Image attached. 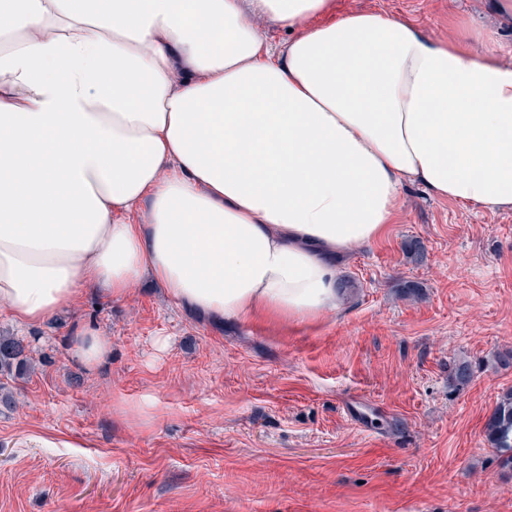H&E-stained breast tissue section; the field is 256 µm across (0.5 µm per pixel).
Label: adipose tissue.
Instances as JSON below:
<instances>
[{"mask_svg": "<svg viewBox=\"0 0 512 512\" xmlns=\"http://www.w3.org/2000/svg\"><path fill=\"white\" fill-rule=\"evenodd\" d=\"M332 0H0V303L37 324L151 274L305 321L403 183L512 210V60ZM286 39L273 42V30ZM92 325L72 353L110 354Z\"/></svg>", "mask_w": 512, "mask_h": 512, "instance_id": "adipose-tissue-1", "label": "adipose tissue"}]
</instances>
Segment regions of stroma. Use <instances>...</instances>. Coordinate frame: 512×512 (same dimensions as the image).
Returning a JSON list of instances; mask_svg holds the SVG:
<instances>
[{
    "label": "stroma",
    "mask_w": 512,
    "mask_h": 512,
    "mask_svg": "<svg viewBox=\"0 0 512 512\" xmlns=\"http://www.w3.org/2000/svg\"><path fill=\"white\" fill-rule=\"evenodd\" d=\"M335 5L492 30L512 56V0ZM338 264L336 310L307 321L204 315L149 278L39 325L0 308L33 362L5 382L0 512H512L484 437L512 390V211L407 182L394 224ZM81 323L111 344L94 370L69 350Z\"/></svg>",
    "instance_id": "35a3bbf8"
}]
</instances>
